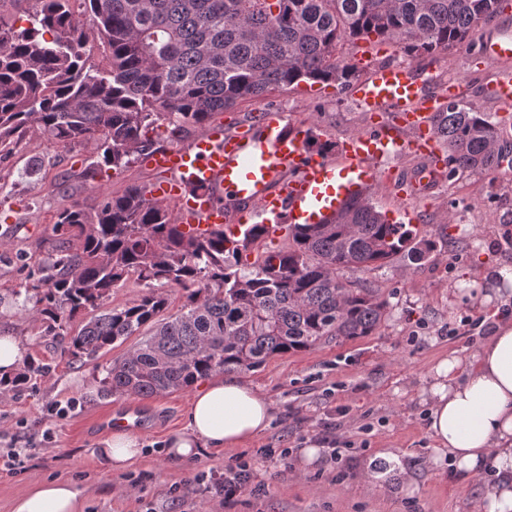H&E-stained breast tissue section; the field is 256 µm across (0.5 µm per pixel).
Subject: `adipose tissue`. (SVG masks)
Returning <instances> with one entry per match:
<instances>
[{"mask_svg": "<svg viewBox=\"0 0 512 512\" xmlns=\"http://www.w3.org/2000/svg\"><path fill=\"white\" fill-rule=\"evenodd\" d=\"M427 430L464 477L490 471L476 512H512V318L499 320L473 352L440 360L428 386ZM272 405L252 385L214 378L193 396L185 428L167 441L175 460L246 445L263 435ZM101 454L122 472L141 455L139 439L114 430ZM82 492L65 481L40 480L16 498L12 512H81Z\"/></svg>", "mask_w": 512, "mask_h": 512, "instance_id": "1", "label": "adipose tissue"}]
</instances>
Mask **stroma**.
Listing matches in <instances>:
<instances>
[{
	"label": "stroma",
	"instance_id": "stroma-1",
	"mask_svg": "<svg viewBox=\"0 0 512 512\" xmlns=\"http://www.w3.org/2000/svg\"><path fill=\"white\" fill-rule=\"evenodd\" d=\"M472 45L468 39L450 54L412 59L394 45L376 60L408 59L419 74L442 83L465 82L468 106L507 129L500 143L506 164L492 172H459L415 190L409 173L420 160L398 153L386 161L391 178L371 188L373 204L396 224L418 213L416 229L433 242V251L417 265L400 257L382 268L344 270L345 279L379 289L387 301L374 335L279 354L256 369L236 372V379L253 385L273 408L270 428L237 452L172 461L164 447L185 425L192 390L150 398L100 395L98 380L109 358L96 364L72 361L54 350L49 338L39 337L29 317L25 276L45 257V239L59 209L75 202L95 210L104 195L151 185L158 173L138 159L81 184L76 175L88 165L90 151L35 131L0 155V235L11 243L10 252L0 256V336L19 338L45 367L24 390L0 394V438L20 451L19 465L0 469V512H11L15 498L28 492L37 476L82 488L84 512H474L487 474L463 480L450 467H435L436 450L424 421L434 366L448 355L467 354L483 339L470 321L491 329L498 315H512V282L500 277L501 270L512 268V108H503L495 97L501 65L476 62ZM268 107L282 110L289 121L314 126L321 143H339L370 126L368 113L340 89L300 85L226 109L224 126L235 129ZM37 160L44 163L40 174L27 177ZM65 175L71 178L66 195L56 189ZM128 405L142 415L136 434L144 452L117 473L98 453L110 436L102 423ZM339 406L347 411L333 431L341 461L325 457L303 468L301 448L318 440ZM262 448H289L293 454L284 463L270 461L260 458ZM386 448L404 468L403 482L388 488L369 477L387 469L379 456ZM240 453L252 459L261 488L245 489L230 501L207 492Z\"/></svg>",
	"mask_w": 512,
	"mask_h": 512
}]
</instances>
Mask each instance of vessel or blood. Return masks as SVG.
<instances>
[{
    "label": "vessel or blood",
    "mask_w": 512,
    "mask_h": 512,
    "mask_svg": "<svg viewBox=\"0 0 512 512\" xmlns=\"http://www.w3.org/2000/svg\"><path fill=\"white\" fill-rule=\"evenodd\" d=\"M381 45L363 41L358 49L363 76L347 93L373 121L368 130L349 135L335 153L308 146V125L288 122L285 113L268 109L244 127L228 131L214 116L185 146L145 155L147 166L164 172L151 185L148 199L173 203L172 221L189 239L213 237L231 230L248 234L242 213L260 217L266 241L285 237L296 224H315L332 217L343 202L363 192L383 173L378 165L393 153L418 156L420 186L443 177L446 159L433 132V117L466 96L457 82L427 92L410 63L372 64ZM478 55L491 63L512 62V33L477 37Z\"/></svg>",
    "instance_id": "obj_1"
}]
</instances>
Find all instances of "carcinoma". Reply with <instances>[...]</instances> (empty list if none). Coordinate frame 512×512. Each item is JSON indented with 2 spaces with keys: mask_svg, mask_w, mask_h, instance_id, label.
Segmentation results:
<instances>
[{
  "mask_svg": "<svg viewBox=\"0 0 512 512\" xmlns=\"http://www.w3.org/2000/svg\"><path fill=\"white\" fill-rule=\"evenodd\" d=\"M69 0H39L21 31L0 15V153L32 129L91 149L78 175L86 184L154 151L162 120L171 134L215 113L299 82L345 88L357 67L339 52L360 39L400 46L409 57L449 53L497 13L500 0H85L90 29L110 49L111 70L84 56V22ZM450 172H491L501 164L498 125L452 103L434 117ZM166 204L132 185L94 212L62 208L47 256L27 275L39 335L74 361H95L132 336L140 342L104 369L99 393L151 397L186 390L217 371L251 370L275 354L375 333L387 302L375 288L340 278L344 269L383 267L432 250L404 224H392L366 194L322 224L288 229V247L252 262L242 252L262 241L255 224L239 241L219 233L186 239ZM148 287L139 300L102 309L130 277ZM186 292L179 313L151 289ZM91 316L76 330L68 325ZM43 370L30 358L0 392L19 391Z\"/></svg>",
  "mask_w": 512,
  "mask_h": 512,
  "instance_id": "1",
  "label": "carcinoma"
}]
</instances>
